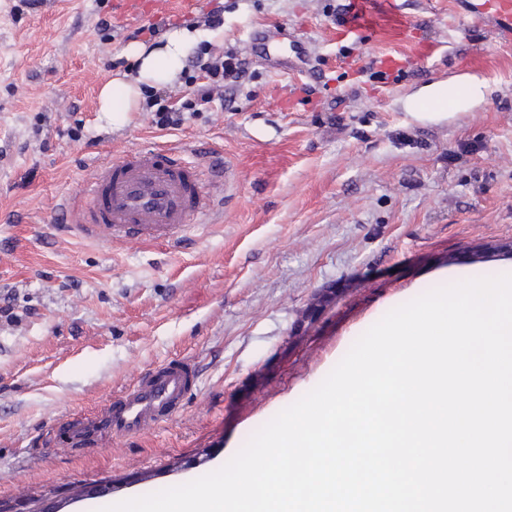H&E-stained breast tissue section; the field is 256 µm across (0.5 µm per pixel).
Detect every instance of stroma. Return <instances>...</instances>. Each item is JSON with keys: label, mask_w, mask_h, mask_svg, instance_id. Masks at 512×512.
Returning a JSON list of instances; mask_svg holds the SVG:
<instances>
[{"label": "stroma", "mask_w": 512, "mask_h": 512, "mask_svg": "<svg viewBox=\"0 0 512 512\" xmlns=\"http://www.w3.org/2000/svg\"><path fill=\"white\" fill-rule=\"evenodd\" d=\"M342 2L159 0L150 24L201 33L188 60L233 49L254 73L162 128L147 108L117 126L97 106L134 64L139 20L112 0H0V512L105 508L116 486L204 476L449 271L512 273V39L468 0H397L402 39L341 41ZM428 42L442 53L422 58ZM388 53L398 72L377 70ZM469 74L481 99L416 117L427 87ZM158 147L221 160L207 213L168 242L84 238L69 205L97 166ZM179 357L200 383L171 421L56 442L60 416Z\"/></svg>", "instance_id": "35a3bbf8"}]
</instances>
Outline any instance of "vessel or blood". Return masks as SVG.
<instances>
[{"mask_svg": "<svg viewBox=\"0 0 512 512\" xmlns=\"http://www.w3.org/2000/svg\"><path fill=\"white\" fill-rule=\"evenodd\" d=\"M353 9L339 19L341 37L373 32L386 41L400 39L406 22L398 10L381 13L374 0H350ZM493 10L501 32L512 37V0H481L475 14ZM210 206L201 166L169 148L128 150L99 166L74 221L87 238L145 241L173 237L190 216ZM199 386L193 361L180 359L148 370L132 387L88 414H68L58 420L63 444L81 447L143 433L173 419L186 396Z\"/></svg>", "mask_w": 512, "mask_h": 512, "instance_id": "1", "label": "vessel or blood"}]
</instances>
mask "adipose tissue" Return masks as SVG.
<instances>
[{"mask_svg": "<svg viewBox=\"0 0 512 512\" xmlns=\"http://www.w3.org/2000/svg\"><path fill=\"white\" fill-rule=\"evenodd\" d=\"M197 38V32L178 28L160 43L138 45L134 52L136 71L117 74L101 88L99 111L112 123H126L130 113L141 106L144 86L165 84L177 78L186 53Z\"/></svg>", "mask_w": 512, "mask_h": 512, "instance_id": "ef3b65f1", "label": "adipose tissue"}]
</instances>
